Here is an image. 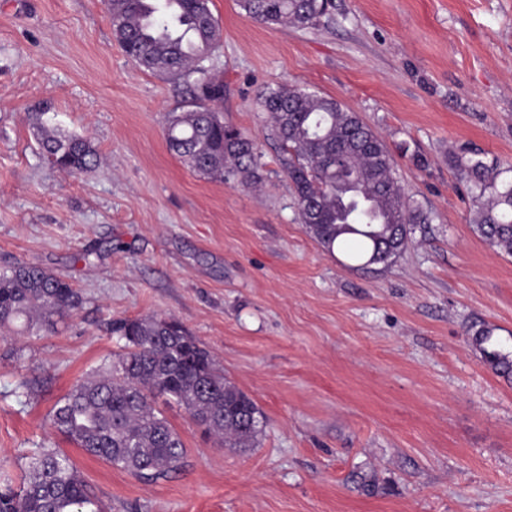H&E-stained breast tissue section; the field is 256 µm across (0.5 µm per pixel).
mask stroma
Segmentation results:
<instances>
[{
    "instance_id": "stroma-1",
    "label": "stroma",
    "mask_w": 512,
    "mask_h": 512,
    "mask_svg": "<svg viewBox=\"0 0 512 512\" xmlns=\"http://www.w3.org/2000/svg\"><path fill=\"white\" fill-rule=\"evenodd\" d=\"M211 10L218 110L257 145L255 185L170 153L164 117L191 96L124 54L103 0H0V268L41 266L84 298L54 331L0 339V485L47 443L104 512H512V373L474 341L512 350V254L478 234L449 163L463 145L512 163V0H332L313 29L256 23L237 0ZM288 83L357 112L430 214L390 266L306 233L258 105ZM44 101L95 167L42 157ZM149 314L255 401L256 447L216 445L161 398L187 456L144 483L53 429L56 403L120 352L109 320Z\"/></svg>"
}]
</instances>
